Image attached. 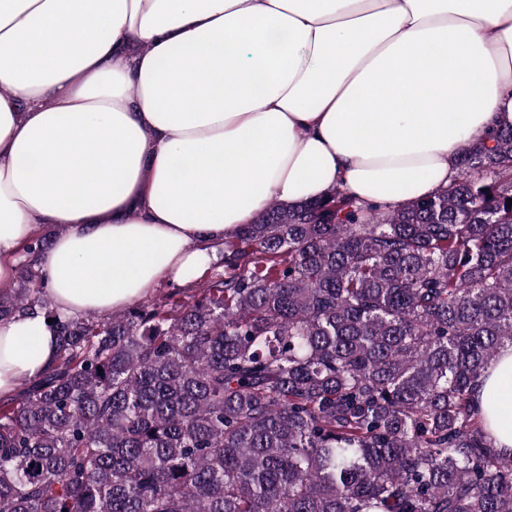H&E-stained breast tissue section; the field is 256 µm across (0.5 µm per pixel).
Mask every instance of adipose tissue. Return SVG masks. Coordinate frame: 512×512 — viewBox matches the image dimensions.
I'll return each mask as SVG.
<instances>
[{
	"label": "adipose tissue",
	"instance_id": "ef3b65f1",
	"mask_svg": "<svg viewBox=\"0 0 512 512\" xmlns=\"http://www.w3.org/2000/svg\"><path fill=\"white\" fill-rule=\"evenodd\" d=\"M512 122V0H0V288L25 245L66 315L196 280L270 201L381 208L454 179ZM44 316L0 319V397L56 357ZM502 348L472 391L496 448Z\"/></svg>",
	"mask_w": 512,
	"mask_h": 512
}]
</instances>
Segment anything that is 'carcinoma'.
<instances>
[{
    "mask_svg": "<svg viewBox=\"0 0 512 512\" xmlns=\"http://www.w3.org/2000/svg\"><path fill=\"white\" fill-rule=\"evenodd\" d=\"M393 209L271 203L223 271L64 316L30 256L0 319L55 362L0 400V512H512V456L471 405L512 346V123Z\"/></svg>",
    "mask_w": 512,
    "mask_h": 512,
    "instance_id": "carcinoma-1",
    "label": "carcinoma"
}]
</instances>
